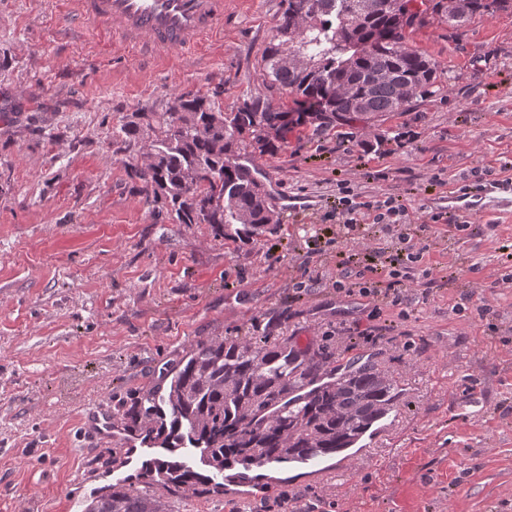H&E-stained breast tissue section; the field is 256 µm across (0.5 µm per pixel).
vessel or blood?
I'll return each mask as SVG.
<instances>
[{"mask_svg": "<svg viewBox=\"0 0 512 512\" xmlns=\"http://www.w3.org/2000/svg\"><path fill=\"white\" fill-rule=\"evenodd\" d=\"M85 18L108 25L137 52H193L224 25V0H75Z\"/></svg>", "mask_w": 512, "mask_h": 512, "instance_id": "1", "label": "vessel or blood"}]
</instances>
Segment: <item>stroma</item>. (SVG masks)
<instances>
[{
	"instance_id": "35a3bbf8",
	"label": "stroma",
	"mask_w": 512,
	"mask_h": 512,
	"mask_svg": "<svg viewBox=\"0 0 512 512\" xmlns=\"http://www.w3.org/2000/svg\"><path fill=\"white\" fill-rule=\"evenodd\" d=\"M281 0H225L198 53L128 51L73 0H0V512H84L112 467V407L215 336H332L343 359L376 355L406 394L353 457L262 486L175 498V512H512V208L429 223L452 190L492 169L512 182V11L453 31L444 11L405 30L437 67V93L384 121L295 126L253 154L278 217L254 241L157 217L117 152L131 113L221 88L224 109L270 86L262 53ZM409 199L423 258L404 304L379 317L336 292L349 250L393 255V235L336 222L340 187ZM307 290H297L298 282ZM382 337L348 352L357 329Z\"/></svg>"
}]
</instances>
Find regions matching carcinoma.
I'll return each instance as SVG.
<instances>
[{
    "instance_id": "obj_1",
    "label": "carcinoma",
    "mask_w": 512,
    "mask_h": 512,
    "mask_svg": "<svg viewBox=\"0 0 512 512\" xmlns=\"http://www.w3.org/2000/svg\"><path fill=\"white\" fill-rule=\"evenodd\" d=\"M282 0L276 34L262 56L273 84L300 97L296 120L250 96L226 112L222 91H188L163 112H135L121 124L118 150L144 151L132 168L158 215L176 224H206L217 239L250 240L277 223L261 183L239 163L249 150L274 148L292 124L318 129L404 111L434 93L436 67L403 34L418 12L413 0ZM469 21L512 9V0H469ZM377 30L383 37L362 51ZM294 51L308 63L290 67ZM411 98L399 99L400 87ZM403 396L398 380L370 358L336 363L327 343L301 347L286 336L200 341L158 383L112 412L124 439L156 456L135 476L94 491L86 512H172L170 497L224 493V470L291 465L315 453L356 445Z\"/></svg>"
}]
</instances>
